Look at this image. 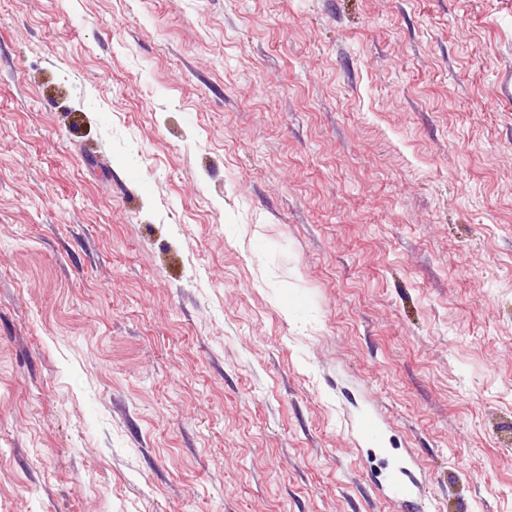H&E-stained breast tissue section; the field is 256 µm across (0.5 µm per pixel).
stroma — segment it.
I'll use <instances>...</instances> for the list:
<instances>
[{
  "mask_svg": "<svg viewBox=\"0 0 512 512\" xmlns=\"http://www.w3.org/2000/svg\"><path fill=\"white\" fill-rule=\"evenodd\" d=\"M412 462L512 512V0H0V512Z\"/></svg>",
  "mask_w": 512,
  "mask_h": 512,
  "instance_id": "stroma-1",
  "label": "stroma"
}]
</instances>
